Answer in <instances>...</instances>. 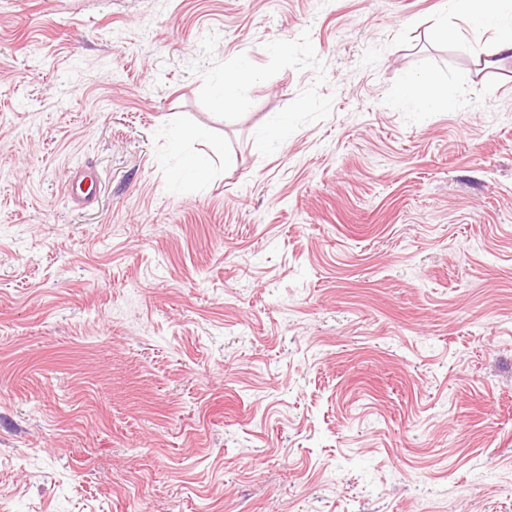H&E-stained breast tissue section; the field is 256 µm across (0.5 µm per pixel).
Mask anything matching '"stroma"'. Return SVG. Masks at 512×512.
I'll use <instances>...</instances> for the list:
<instances>
[{"label":"stroma","mask_w":512,"mask_h":512,"mask_svg":"<svg viewBox=\"0 0 512 512\" xmlns=\"http://www.w3.org/2000/svg\"><path fill=\"white\" fill-rule=\"evenodd\" d=\"M0 512H512V53L443 0H0ZM245 86L246 76L243 71H226L224 74V87L219 101L228 104L241 98L245 91ZM400 97L418 112H438L454 108L456 103L448 99L447 92L434 76H411L403 80Z\"/></svg>","instance_id":"stroma-1"}]
</instances>
